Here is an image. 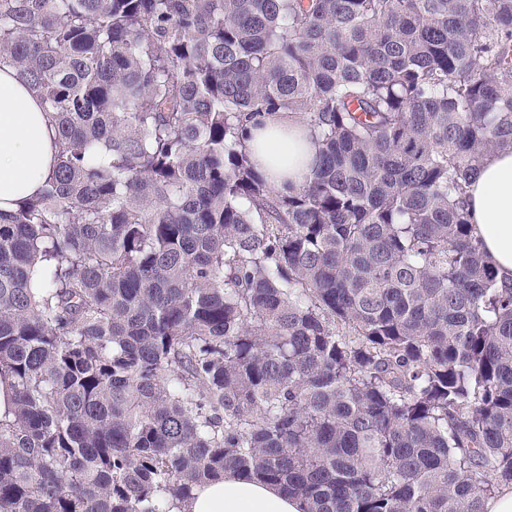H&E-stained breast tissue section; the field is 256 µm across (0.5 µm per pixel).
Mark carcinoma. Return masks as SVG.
I'll return each instance as SVG.
<instances>
[{
    "label": "carcinoma",
    "instance_id": "1",
    "mask_svg": "<svg viewBox=\"0 0 512 512\" xmlns=\"http://www.w3.org/2000/svg\"><path fill=\"white\" fill-rule=\"evenodd\" d=\"M56 163L0 216V512H485L512 282L470 180L512 150V0H0ZM317 161L276 192L249 128ZM303 502L278 487L232 473L194 491L191 512H303Z\"/></svg>",
    "mask_w": 512,
    "mask_h": 512
}]
</instances>
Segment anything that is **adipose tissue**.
Here are the masks:
<instances>
[{"label":"adipose tissue","mask_w":512,"mask_h":512,"mask_svg":"<svg viewBox=\"0 0 512 512\" xmlns=\"http://www.w3.org/2000/svg\"><path fill=\"white\" fill-rule=\"evenodd\" d=\"M55 126L15 71H0V212L35 194L52 170ZM250 144L272 187L300 185L316 160L310 130L281 119L252 131ZM476 237L502 280L512 279V150L490 154L468 189ZM303 502L278 487L235 474L198 487L191 512H302Z\"/></svg>","instance_id":"adipose-tissue-1"}]
</instances>
